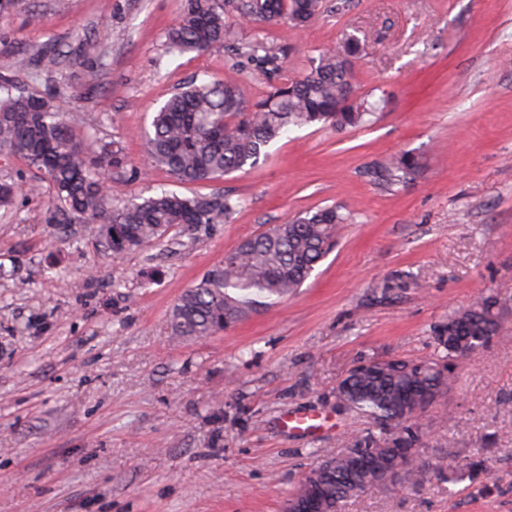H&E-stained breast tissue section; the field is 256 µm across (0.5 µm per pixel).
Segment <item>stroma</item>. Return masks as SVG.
<instances>
[{"mask_svg": "<svg viewBox=\"0 0 512 512\" xmlns=\"http://www.w3.org/2000/svg\"><path fill=\"white\" fill-rule=\"evenodd\" d=\"M302 31L229 15L240 42L283 53L280 73L217 48L172 54L182 0H14L0 12V75L57 44L26 89L72 93L69 125L115 145L113 203L160 189L241 198L234 220L116 255L92 224L46 223L51 185L18 155L0 177V512H283L324 456L369 423L336 402L357 362L423 357L434 327L481 292L505 301L503 331L460 361L454 389L416 416L421 484L375 487L345 512H512V0H324ZM348 34L360 92L386 104L370 126L292 129L255 168L182 184L150 168L142 133L193 77L252 97L299 78ZM100 36L96 48L87 40ZM413 151L409 182L371 165ZM349 214L336 248L295 295L223 333L172 336L178 296L252 234L295 214ZM287 411L320 415L315 439ZM491 457L490 494H449V457ZM316 418L310 415H299L293 412H284L281 417L282 426L292 435L315 436L318 424Z\"/></svg>", "mask_w": 512, "mask_h": 512, "instance_id": "obj_1", "label": "stroma"}]
</instances>
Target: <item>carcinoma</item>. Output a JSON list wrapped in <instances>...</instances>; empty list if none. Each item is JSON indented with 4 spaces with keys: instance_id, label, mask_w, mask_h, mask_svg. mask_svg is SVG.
<instances>
[{
    "instance_id": "cac0c4a2",
    "label": "carcinoma",
    "mask_w": 512,
    "mask_h": 512,
    "mask_svg": "<svg viewBox=\"0 0 512 512\" xmlns=\"http://www.w3.org/2000/svg\"><path fill=\"white\" fill-rule=\"evenodd\" d=\"M323 10V0H185L166 40L180 54L223 47L236 57L256 59L275 73L282 66L281 57L264 46H241L228 13L248 22L283 21L301 29ZM363 52L362 40L348 35L312 61L301 78L272 84L259 98L247 96L232 82L189 81L155 112L146 133L151 166L180 183L214 181L258 165L270 144L292 127L318 125L342 133L371 125L384 99L350 95L352 62ZM56 56L53 48L36 58L19 55L15 69L28 73L52 64ZM69 103L70 98L54 87L33 92L13 79H0V153L21 156L49 182V222L97 224L106 246L122 254L161 239L171 229L191 232L201 224L234 219L242 201L222 191L187 197L162 190L138 202L112 206L111 194L102 184V165L118 167L124 157L118 149L105 148L90 156L66 122ZM422 167V155L406 151L371 167L368 174L378 184L397 186ZM349 220L334 207H321L247 237L244 245L181 293L169 315L171 335L212 336L294 294L334 249L340 225ZM503 309L497 294L483 292L451 311L448 321L437 327L431 354L383 358L340 381L337 390L351 412L394 434L378 439L367 431L312 468L318 476L306 492L307 512H342L348 501L385 484L383 474L397 458L406 463L402 478L420 482L418 435L404 411L428 407L452 390L456 362L475 356L500 335ZM485 468L484 458L462 466L450 457L448 482L466 481L481 494L475 480Z\"/></svg>"
}]
</instances>
